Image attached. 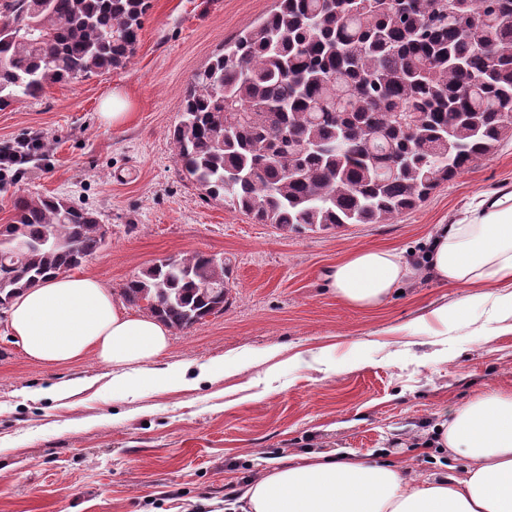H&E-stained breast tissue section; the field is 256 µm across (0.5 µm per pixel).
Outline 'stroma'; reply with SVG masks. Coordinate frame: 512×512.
Listing matches in <instances>:
<instances>
[{"label":"stroma","instance_id":"35a3bbf8","mask_svg":"<svg viewBox=\"0 0 512 512\" xmlns=\"http://www.w3.org/2000/svg\"><path fill=\"white\" fill-rule=\"evenodd\" d=\"M275 0H151L123 68L0 111V146L33 135L51 153L24 174L0 176V224L19 195H55L95 211L110 233L80 267L112 293L159 259L199 251L231 262L222 313L172 332L156 369L247 360L196 388L154 382L137 397L112 389L94 356L67 365L30 359L0 321V512H222L231 486L272 460L352 452L408 463L420 476L432 452L414 438L441 413L482 395L512 393V331L486 335L485 314L448 334L410 323L467 291L418 272L379 309L349 307L322 271L361 247L408 251L420 263L435 225L454 223L484 193L512 187V141L416 209L388 224L292 233L257 224L181 171L171 132L193 74ZM120 91L130 116L99 119ZM84 381L54 400L43 389Z\"/></svg>","mask_w":512,"mask_h":512}]
</instances>
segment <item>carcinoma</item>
<instances>
[{
	"label": "carcinoma",
	"instance_id": "1",
	"mask_svg": "<svg viewBox=\"0 0 512 512\" xmlns=\"http://www.w3.org/2000/svg\"><path fill=\"white\" fill-rule=\"evenodd\" d=\"M150 0H0V109L126 65ZM492 31L480 46L471 28ZM512 140V0H277L194 75L182 172L260 224H386ZM90 209L21 195L0 230V297L104 244ZM35 243L15 254L12 235ZM160 259L121 296L184 331L224 311L230 262Z\"/></svg>",
	"mask_w": 512,
	"mask_h": 512
}]
</instances>
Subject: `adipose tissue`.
<instances>
[{"mask_svg": "<svg viewBox=\"0 0 512 512\" xmlns=\"http://www.w3.org/2000/svg\"><path fill=\"white\" fill-rule=\"evenodd\" d=\"M426 268L440 283L469 291L465 304L433 311L442 326L484 309L493 322L512 318V189L486 195L456 223L438 225ZM414 273L401 251L362 248L326 268L324 279L348 306L373 310ZM8 311L29 357L64 365L95 355L115 368L112 387L124 394L185 376L154 368L169 345V327L127 314L95 277L47 279L17 294ZM428 319H415L412 330L425 331ZM431 443L459 456L461 466L421 478L404 463L317 452L277 461L234 499L243 512H512V394L490 393L453 408Z\"/></svg>", "mask_w": 512, "mask_h": 512, "instance_id": "obj_1", "label": "adipose tissue"}]
</instances>
